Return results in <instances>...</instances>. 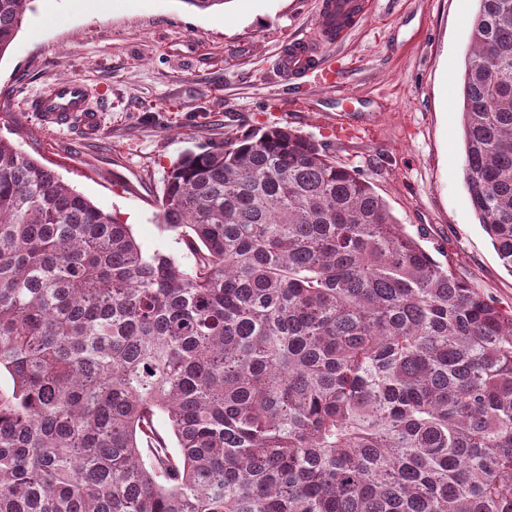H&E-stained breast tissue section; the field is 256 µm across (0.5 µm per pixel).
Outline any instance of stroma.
<instances>
[{"instance_id": "35a3bbf8", "label": "stroma", "mask_w": 512, "mask_h": 512, "mask_svg": "<svg viewBox=\"0 0 512 512\" xmlns=\"http://www.w3.org/2000/svg\"><path fill=\"white\" fill-rule=\"evenodd\" d=\"M318 0H230L199 12L183 0H37L0 57V138L49 165L130 226L145 254L192 257L160 220L171 163L198 145L286 125L327 145L424 233L439 262L504 309L512 275L465 184L461 74L476 0H374L361 26L324 53L334 87L283 82L276 63L311 36ZM82 80L101 131L42 128L29 108L50 84Z\"/></svg>"}]
</instances>
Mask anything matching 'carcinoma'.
<instances>
[{"label": "carcinoma", "mask_w": 512, "mask_h": 512, "mask_svg": "<svg viewBox=\"0 0 512 512\" xmlns=\"http://www.w3.org/2000/svg\"><path fill=\"white\" fill-rule=\"evenodd\" d=\"M476 2L465 183L512 274V0ZM161 220L191 267L0 139V512H512V312L358 170L272 126L177 158Z\"/></svg>", "instance_id": "carcinoma-1"}]
</instances>
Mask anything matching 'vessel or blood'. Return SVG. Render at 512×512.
<instances>
[{
	"mask_svg": "<svg viewBox=\"0 0 512 512\" xmlns=\"http://www.w3.org/2000/svg\"><path fill=\"white\" fill-rule=\"evenodd\" d=\"M370 6L371 0H319L315 36L293 40L280 59V69L292 79L310 77L323 85H335L336 71L325 62L322 50L342 42ZM88 98L83 82L65 79L40 93L34 110L44 126L63 127L76 120L83 134L93 137L99 132L100 116L89 106Z\"/></svg>",
	"mask_w": 512,
	"mask_h": 512,
	"instance_id": "1",
	"label": "vessel or blood"
}]
</instances>
